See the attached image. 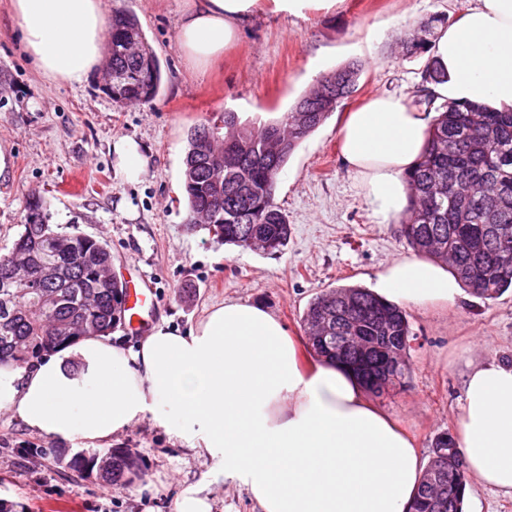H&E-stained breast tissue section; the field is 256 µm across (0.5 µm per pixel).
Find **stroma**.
<instances>
[{"instance_id":"obj_1","label":"stroma","mask_w":512,"mask_h":512,"mask_svg":"<svg viewBox=\"0 0 512 512\" xmlns=\"http://www.w3.org/2000/svg\"><path fill=\"white\" fill-rule=\"evenodd\" d=\"M472 0H342L336 11L299 19L273 14L244 23L238 43L206 72L192 70L176 41L182 0H102L105 17L133 14L162 67L157 97L122 106L102 73L81 86L44 79L27 57L0 0V248L11 246L34 201L51 223L105 241L120 277L153 284L155 322L188 330L212 305H261L289 335L303 336L301 317L317 295L340 285L372 288L393 259L414 257L398 221L377 223L354 176L342 163L338 129L370 96H409L426 57L407 54L402 35L434 18L454 22ZM352 61L363 70L358 90L296 149L281 171L275 201L290 237L271 256L188 230L183 160L191 128L231 110L242 120L287 111L324 73ZM139 143L147 163L138 180L117 165L115 144ZM413 336L403 383L372 400L396 418L423 457L438 435L455 433L467 364L512 362V289L483 300L460 291L448 304L403 302ZM142 462L133 482L108 486L68 467L81 445L32 433L0 409V498L16 512H173L186 483L206 486L219 512H258L244 485L187 458L151 418L112 441Z\"/></svg>"}]
</instances>
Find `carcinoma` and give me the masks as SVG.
<instances>
[{
	"label": "carcinoma",
	"instance_id": "cac0c4a2",
	"mask_svg": "<svg viewBox=\"0 0 512 512\" xmlns=\"http://www.w3.org/2000/svg\"><path fill=\"white\" fill-rule=\"evenodd\" d=\"M107 91L122 105L152 101L161 86L159 60L138 20L112 15ZM425 24L400 39L408 54L428 51ZM359 67L324 74L280 118L244 126L224 112L191 131L184 160L186 224L241 249L255 236L274 255L290 236L275 202L281 170L295 149L350 93L358 89ZM441 74L423 71L411 105L437 116L427 148L407 174L410 193L401 235L418 253L448 264L471 294L495 299L512 288V110L436 103L427 84ZM112 251L102 240L64 232L47 222L36 204L12 247L0 254V367L23 366L79 336L106 335L122 319V282L111 279ZM380 340L411 336L405 310L357 285L333 288L308 304L302 323L308 345L321 358L359 354L353 323ZM69 465L95 470L108 485L141 475L139 460L119 448L105 455L81 452ZM468 475L448 434L435 441L427 479L419 486L414 512H462Z\"/></svg>",
	"mask_w": 512,
	"mask_h": 512
}]
</instances>
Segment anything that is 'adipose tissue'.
<instances>
[{
	"label": "adipose tissue",
	"mask_w": 512,
	"mask_h": 512,
	"mask_svg": "<svg viewBox=\"0 0 512 512\" xmlns=\"http://www.w3.org/2000/svg\"><path fill=\"white\" fill-rule=\"evenodd\" d=\"M340 0H185L177 27L189 65L206 71L243 20L304 18ZM23 45L51 81L87 83L104 60L100 0H10ZM430 61L437 100L512 108V0H477L440 26ZM433 113L381 92L348 112L341 158L379 223L407 206V173L423 155ZM459 284L436 262L401 258L374 291L395 302L445 304ZM0 408L33 433L96 448L143 417L186 453L243 484L259 512H409L425 461L353 370L304 364L297 340L261 306L227 301L188 331L154 326L137 345L86 336L26 368L0 367ZM455 441L471 480L512 495V364L470 362Z\"/></svg>",
	"instance_id": "adipose-tissue-1"
}]
</instances>
